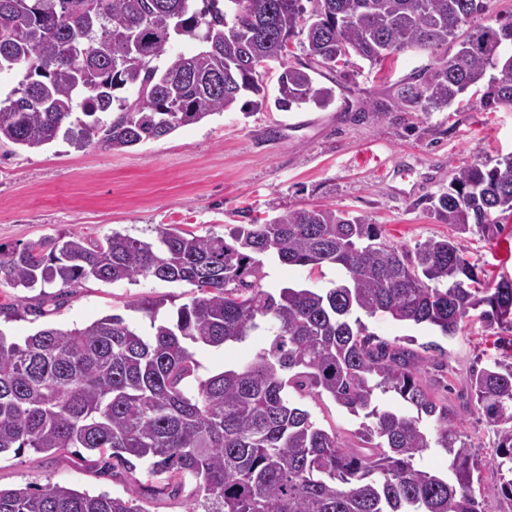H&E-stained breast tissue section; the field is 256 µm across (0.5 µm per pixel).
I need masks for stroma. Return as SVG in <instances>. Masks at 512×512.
Wrapping results in <instances>:
<instances>
[{
	"instance_id": "obj_1",
	"label": "stroma",
	"mask_w": 512,
	"mask_h": 512,
	"mask_svg": "<svg viewBox=\"0 0 512 512\" xmlns=\"http://www.w3.org/2000/svg\"><path fill=\"white\" fill-rule=\"evenodd\" d=\"M438 50L404 49L383 63L351 58L345 77L316 76L330 87L329 105L275 107L281 67L269 63L265 74L268 101L217 113L172 133L115 151L98 145L79 151L63 139L38 150L0 146V245L11 248L63 233L80 232L104 239L119 231L151 240L170 224L202 233H224L242 223L243 213L261 219L283 211L316 206L346 210L379 225L388 243L414 249L432 237L451 235L435 219L430 198L447 188L457 167L512 153V108L484 109L464 95L451 106L424 112L396 104L400 83L451 55ZM381 109L369 111V101ZM497 237L467 235L462 256L474 266L482 286L512 277V215L499 217ZM263 287L302 285L327 288L341 272L292 267L266 260ZM193 292L186 284L142 279L117 284L89 280L66 291L64 302L25 300V291L0 284V331L23 340L46 326L73 328L106 315L141 320L129 301L160 302L159 318L170 317ZM370 331L429 353L425 380L436 398L447 403L460 430L479 457L491 456L498 443L490 424L466 395L472 370L512 354L500 330L470 320L446 337L385 316L369 318ZM260 333L224 348L198 347L194 358L200 377L251 360L268 347ZM299 403L319 427L354 444L363 418L329 397L306 395ZM57 483L96 494L126 496L138 486L147 512H186L196 483L185 480L178 494L157 493L163 476L137 467L135 474L108 467L98 453L71 448L54 455L31 449L0 455V488Z\"/></svg>"
}]
</instances>
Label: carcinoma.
<instances>
[{
  "label": "carcinoma",
  "mask_w": 512,
  "mask_h": 512,
  "mask_svg": "<svg viewBox=\"0 0 512 512\" xmlns=\"http://www.w3.org/2000/svg\"><path fill=\"white\" fill-rule=\"evenodd\" d=\"M0 0V71L23 69L15 98L0 106V143L39 149L63 137L78 150L124 149L232 109L241 95L266 100L257 61L273 60L279 110L329 104L313 75L355 55L378 64L404 48L457 50L397 90L403 109L439 110L470 90L485 108L512 106V18L470 26L487 0ZM312 8H307V4ZM306 32L308 63L293 66L282 39ZM179 37L201 44L152 65ZM137 90L128 101L115 95ZM118 114L106 121L113 110ZM431 210L459 234H498L512 213V154L457 168ZM343 271L332 288L262 285L264 260ZM140 278L195 288L176 319L158 305L131 308L82 327H44L21 342L0 332V454L84 448L136 471L166 475L156 488H196L186 512H482L473 482L485 467L448 405L431 394L426 357L368 330L362 316L453 336L466 320L512 333V278L492 292L455 236L415 251L387 243L377 224L328 207L285 211L224 237L176 226L152 241L113 232L102 241L69 232L21 248L0 247V282L12 288H74L95 279ZM270 346L252 361L201 378L192 349L241 342L259 329ZM394 393L416 414L379 405ZM326 395L370 423L350 446L294 405L290 394ZM467 393L497 427L484 492L512 499V361L474 371ZM433 422L434 434L422 427ZM430 448L449 473L415 465ZM0 512H148L139 496L90 494L56 483L0 489Z\"/></svg>",
  "instance_id": "obj_1"
}]
</instances>
